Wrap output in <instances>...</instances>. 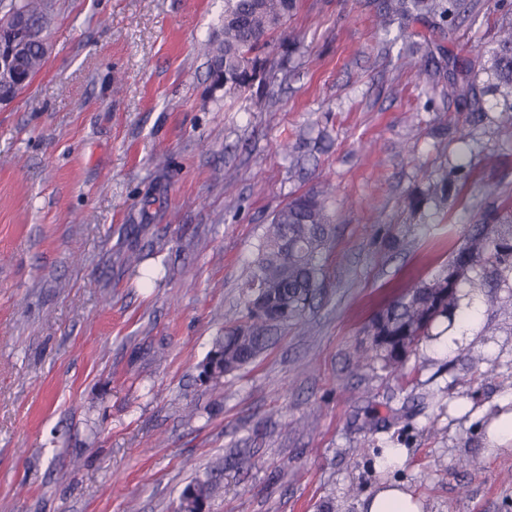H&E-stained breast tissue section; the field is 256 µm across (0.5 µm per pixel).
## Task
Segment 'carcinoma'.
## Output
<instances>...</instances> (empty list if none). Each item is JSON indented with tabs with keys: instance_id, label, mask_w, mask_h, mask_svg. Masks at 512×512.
Segmentation results:
<instances>
[{
	"instance_id": "carcinoma-1",
	"label": "carcinoma",
	"mask_w": 512,
	"mask_h": 512,
	"mask_svg": "<svg viewBox=\"0 0 512 512\" xmlns=\"http://www.w3.org/2000/svg\"><path fill=\"white\" fill-rule=\"evenodd\" d=\"M477 0H384L379 23L392 18L402 24L420 19H445L471 12ZM297 0H224L221 37L203 44L213 87L224 95L248 94L258 102L270 99L281 72L272 57L276 44L290 41L286 24ZM54 0H0V25L15 15L28 28L13 68L32 78L44 67L47 32ZM495 86L512 90V22L498 30L490 51ZM443 94L462 111L483 109L481 92L467 73L448 72ZM448 177L429 180L424 199L437 207L448 202ZM330 188L305 192L278 208L266 224L248 278L242 284L245 320L235 319L216 336L199 363L200 375L214 382L255 362L278 339V331L300 322L320 296L325 283L323 258L334 237L327 199ZM487 288L512 289V206L469 225L453 242L448 260L430 277L401 284L398 294L376 311L365 333L368 352L391 370L400 368L413 348L431 336L432 327L449 322L469 307L465 299ZM218 461L203 478L190 480L178 497L175 512H201L224 491Z\"/></svg>"
}]
</instances>
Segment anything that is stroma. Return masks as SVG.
Returning <instances> with one entry per match:
<instances>
[{
    "label": "stroma",
    "instance_id": "35a3bbf8",
    "mask_svg": "<svg viewBox=\"0 0 512 512\" xmlns=\"http://www.w3.org/2000/svg\"><path fill=\"white\" fill-rule=\"evenodd\" d=\"M380 2L298 0L263 106L211 87L199 45L224 0H58L44 68L0 104V512H173L218 460L209 512H360L394 482L423 512H512V443L485 434L512 387L511 291L476 299L494 333L440 323L403 376L353 367L395 288L512 203L489 55L512 0L452 33L380 28ZM424 40L470 69L483 117L407 54ZM461 162V193L424 202ZM327 185L323 295L256 363L203 380L272 212ZM386 448L405 464L381 467ZM451 189L452 182L448 180V176L429 180L423 199L433 202L436 207H443L448 202Z\"/></svg>",
    "mask_w": 512,
    "mask_h": 512
}]
</instances>
